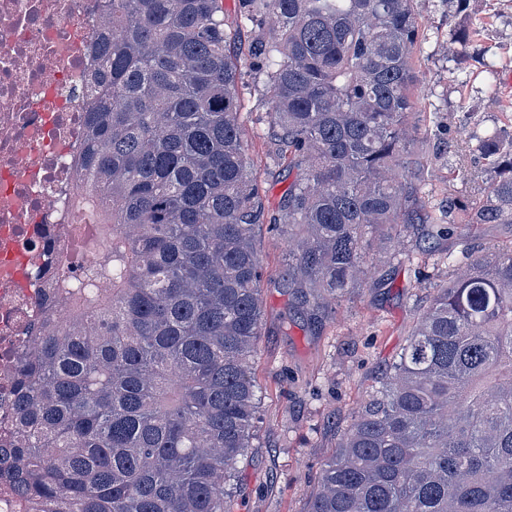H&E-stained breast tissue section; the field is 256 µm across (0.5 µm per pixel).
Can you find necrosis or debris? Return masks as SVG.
Returning a JSON list of instances; mask_svg holds the SVG:
<instances>
[{
	"instance_id": "obj_1",
	"label": "necrosis or debris",
	"mask_w": 512,
	"mask_h": 512,
	"mask_svg": "<svg viewBox=\"0 0 512 512\" xmlns=\"http://www.w3.org/2000/svg\"><path fill=\"white\" fill-rule=\"evenodd\" d=\"M98 0H0V431L16 360L57 269L93 261L78 239L72 160L84 136Z\"/></svg>"
}]
</instances>
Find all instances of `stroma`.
I'll list each match as a JSON object with an SVG mask.
<instances>
[{
	"instance_id": "obj_1",
	"label": "stroma",
	"mask_w": 512,
	"mask_h": 512,
	"mask_svg": "<svg viewBox=\"0 0 512 512\" xmlns=\"http://www.w3.org/2000/svg\"><path fill=\"white\" fill-rule=\"evenodd\" d=\"M424 38L414 61L412 120L419 136L441 146L426 157L428 209L449 201L472 204L486 188L488 164L477 150L481 137L512 134V0H417ZM476 31L459 44L456 29ZM248 154L275 210L288 187L285 164L270 162L275 130L269 105L254 82L241 99ZM512 243V224L470 227L452 223L447 237L420 245L411 256L376 264L369 283L329 308L321 326L295 316L294 300L277 288L284 278L287 238L262 225L254 247L262 266L263 330L253 358L260 399L254 439L236 465L232 512H307L323 463L384 370L406 345L435 286L453 279L465 257Z\"/></svg>"
}]
</instances>
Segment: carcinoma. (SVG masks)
<instances>
[{
	"mask_svg": "<svg viewBox=\"0 0 512 512\" xmlns=\"http://www.w3.org/2000/svg\"><path fill=\"white\" fill-rule=\"evenodd\" d=\"M100 71L75 157L78 193L112 226L62 275L17 363L0 479L24 509L228 512L258 409L255 230L288 238V289L317 322L425 208L411 124L423 38L415 0H239L251 62L229 54L224 0H103ZM253 75L272 162L294 174L265 218L244 140ZM479 151L487 191L462 224H512V139ZM308 512H512V246L475 258L415 324L321 470Z\"/></svg>",
	"mask_w": 512,
	"mask_h": 512,
	"instance_id": "cac0c4a2",
	"label": "carcinoma"
}]
</instances>
